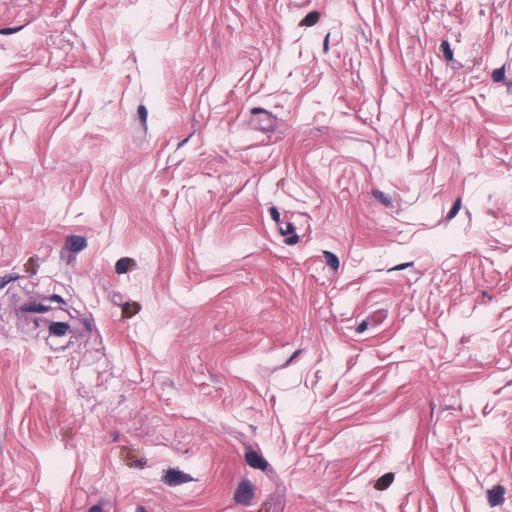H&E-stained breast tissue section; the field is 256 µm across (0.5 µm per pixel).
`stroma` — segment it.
Wrapping results in <instances>:
<instances>
[{
	"label": "stroma",
	"instance_id": "1",
	"mask_svg": "<svg viewBox=\"0 0 512 512\" xmlns=\"http://www.w3.org/2000/svg\"><path fill=\"white\" fill-rule=\"evenodd\" d=\"M0 512H512V0H0Z\"/></svg>",
	"mask_w": 512,
	"mask_h": 512
}]
</instances>
